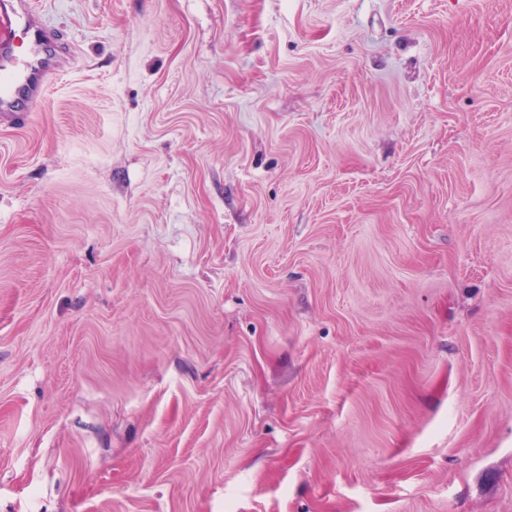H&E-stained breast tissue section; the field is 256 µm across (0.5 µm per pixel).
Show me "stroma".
Here are the masks:
<instances>
[{
  "mask_svg": "<svg viewBox=\"0 0 512 512\" xmlns=\"http://www.w3.org/2000/svg\"><path fill=\"white\" fill-rule=\"evenodd\" d=\"M30 2L0 512H512V0Z\"/></svg>",
  "mask_w": 512,
  "mask_h": 512,
  "instance_id": "obj_1",
  "label": "stroma"
}]
</instances>
